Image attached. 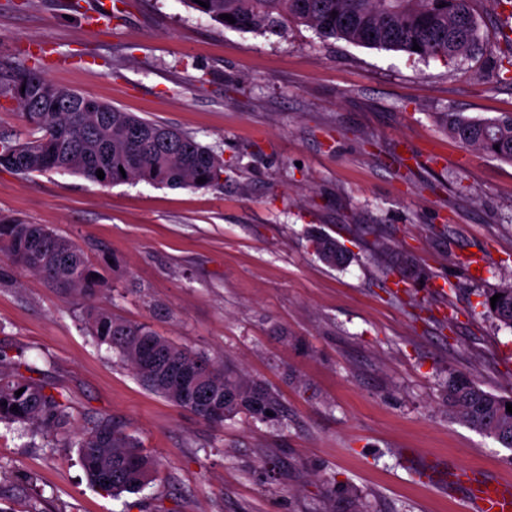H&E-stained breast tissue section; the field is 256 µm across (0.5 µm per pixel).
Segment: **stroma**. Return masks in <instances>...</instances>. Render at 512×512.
Returning a JSON list of instances; mask_svg holds the SVG:
<instances>
[{
    "label": "stroma",
    "instance_id": "35a3bbf8",
    "mask_svg": "<svg viewBox=\"0 0 512 512\" xmlns=\"http://www.w3.org/2000/svg\"><path fill=\"white\" fill-rule=\"evenodd\" d=\"M0 81L25 64L193 134L219 185H102L0 168V220L78 241L110 284L98 305L221 358L280 395L286 427L218 428L146 389L81 324L80 301L0 255V346L62 393L71 431L105 416L159 462L115 498L76 449L0 424V512H467L444 472L512 483V448L449 414L450 374L512 394V329L482 305L512 285V164L463 148L439 115L512 112L492 76L512 0H478L482 50L451 63L225 28L182 0H14ZM348 249L326 264L310 239ZM485 256L471 276L461 255ZM421 264L401 280L403 257ZM447 284V293L436 292Z\"/></svg>",
    "mask_w": 512,
    "mask_h": 512
}]
</instances>
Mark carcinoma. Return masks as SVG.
Returning <instances> with one entry per match:
<instances>
[{"instance_id": "1", "label": "carcinoma", "mask_w": 512, "mask_h": 512, "mask_svg": "<svg viewBox=\"0 0 512 512\" xmlns=\"http://www.w3.org/2000/svg\"><path fill=\"white\" fill-rule=\"evenodd\" d=\"M182 2L228 29L283 35L303 25L324 41L343 39L421 59L448 62L482 46L475 0H204V7L194 0ZM222 14L234 17L235 23L221 19ZM415 45L420 50H412ZM0 97L18 103L31 130L22 140L0 136V168L22 175L66 171L94 181L101 169L105 183L146 181L175 188L214 186L221 180L223 164L195 136L60 87L36 66L23 68L8 84L0 83ZM443 122L463 147L512 163L511 112L490 119L445 112ZM200 177L205 178L201 185ZM311 243L330 266L348 260L344 247L328 235H316ZM0 252L13 265L43 277L63 296L83 299L82 320L95 343L114 350L150 391L213 426L238 413L282 422L275 390L231 365L172 343L144 323L121 321L95 304L104 276L74 240L43 224L1 221ZM496 294L500 299L493 307L490 298ZM483 306L512 328V285L490 289ZM148 343L188 370L207 365L211 398L198 402L161 369L141 363V349ZM21 368L11 351L0 347V423L56 432L65 445L78 449L89 483L108 494L137 493L152 482L159 463L143 453L126 426L101 417L84 431L70 433L71 414L63 397ZM20 389L24 393L15 395ZM444 393L453 414L512 448V414L506 411L512 397L487 392L462 373L448 377ZM268 411L273 416L266 415Z\"/></svg>"}]
</instances>
